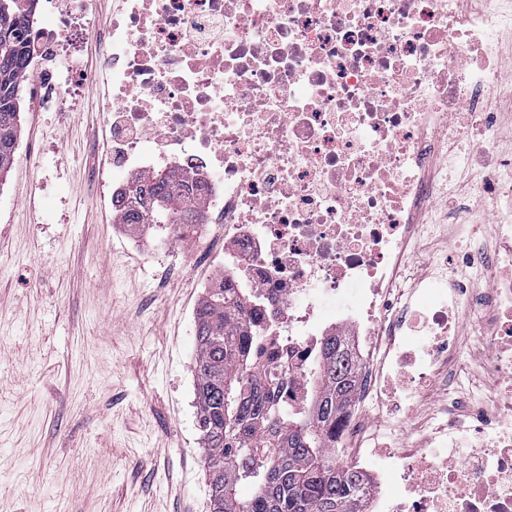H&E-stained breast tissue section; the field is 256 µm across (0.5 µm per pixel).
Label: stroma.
Listing matches in <instances>:
<instances>
[{
	"mask_svg": "<svg viewBox=\"0 0 512 512\" xmlns=\"http://www.w3.org/2000/svg\"><path fill=\"white\" fill-rule=\"evenodd\" d=\"M91 0L69 66L72 112L22 96L0 180V512H211L195 407V310L207 271L179 240L116 223Z\"/></svg>",
	"mask_w": 512,
	"mask_h": 512,
	"instance_id": "35a3bbf8",
	"label": "stroma"
}]
</instances>
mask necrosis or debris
Listing matches in <instances>:
<instances>
[{
  "label": "necrosis or debris",
  "mask_w": 512,
  "mask_h": 512,
  "mask_svg": "<svg viewBox=\"0 0 512 512\" xmlns=\"http://www.w3.org/2000/svg\"><path fill=\"white\" fill-rule=\"evenodd\" d=\"M44 0L28 74L40 112L76 108L63 77L88 13ZM100 43L112 91V167L182 172L200 251L246 289L264 328L258 370L306 407L320 339L360 357L340 428L343 461L370 469L369 512H512V157L485 98L512 92V0H119ZM491 223H457L453 195ZM448 224L427 219L432 203ZM437 241L418 255L421 240ZM354 290L329 315L323 297ZM475 339L481 358H464ZM411 429L408 445H382ZM470 446L458 454L461 443Z\"/></svg>",
  "instance_id": "necrosis-or-debris-1"
}]
</instances>
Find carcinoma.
I'll use <instances>...</instances> for the list:
<instances>
[{
    "mask_svg": "<svg viewBox=\"0 0 512 512\" xmlns=\"http://www.w3.org/2000/svg\"><path fill=\"white\" fill-rule=\"evenodd\" d=\"M0 10V179L11 170L21 133L15 92L24 87L33 21L21 0ZM188 178L158 174L126 189L123 224H167L179 239L200 228L201 198L184 192ZM262 329L244 289L208 288L195 320V401L212 512H362L370 479L341 463L337 433L354 402L357 366L341 336H326L309 408L296 412L272 394L275 380L256 372ZM247 483L253 495L242 499Z\"/></svg>",
    "mask_w": 512,
    "mask_h": 512,
    "instance_id": "obj_1",
    "label": "carcinoma"
}]
</instances>
